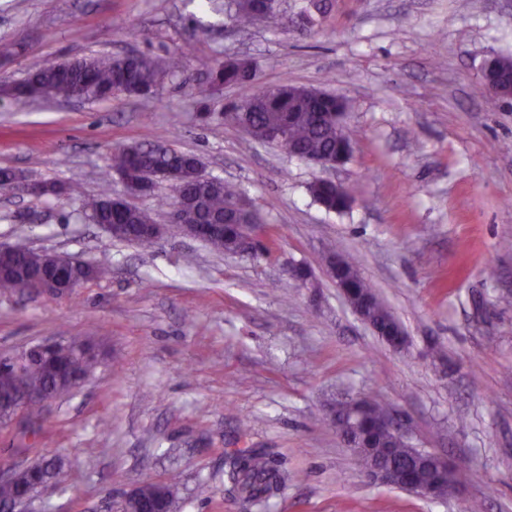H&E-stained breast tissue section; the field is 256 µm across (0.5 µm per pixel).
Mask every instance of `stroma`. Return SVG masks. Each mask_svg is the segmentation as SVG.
<instances>
[{"label": "stroma", "mask_w": 512, "mask_h": 512, "mask_svg": "<svg viewBox=\"0 0 512 512\" xmlns=\"http://www.w3.org/2000/svg\"><path fill=\"white\" fill-rule=\"evenodd\" d=\"M307 0L242 29L206 0H0V85L101 51L165 58L181 73L154 94L61 102L0 95V168L78 185L81 199L0 189V244L64 251L108 267L65 299L0 293V354L80 336L102 353L77 388L46 402V432L0 425V466L58 462L51 496L25 512H104L145 482L177 484L175 512H246L224 485V455L267 449L303 472L268 512H512V101L490 105L481 65L512 57V0ZM258 82L196 98L227 56ZM315 87L347 103L351 154L327 168L254 140L225 119L262 86ZM162 145L198 156L259 213L266 252L230 255L169 221L176 190L131 198L166 233L152 248L81 218L114 151ZM329 178L351 194L326 210ZM356 257L406 334L388 346L326 272ZM307 266L314 287L288 274ZM386 400L412 445L467 470L431 499L370 482L329 403ZM323 181L339 186L337 183L328 179H324ZM323 181L318 180L310 185V192L313 197L329 211L340 212L348 208L350 203V195L348 192L346 190L344 192L336 191V187L333 188Z\"/></svg>", "instance_id": "35a3bbf8"}]
</instances>
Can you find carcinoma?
<instances>
[{"mask_svg": "<svg viewBox=\"0 0 512 512\" xmlns=\"http://www.w3.org/2000/svg\"><path fill=\"white\" fill-rule=\"evenodd\" d=\"M227 9L239 26L247 28L275 17L276 0H229ZM179 68L180 59L176 55L166 61L141 53L117 57L91 56L65 68L47 63L28 73L26 80L11 88L10 92L18 97H28L29 90L33 89L40 97L93 101L106 98L111 90L126 95H144L156 90L166 79L177 76ZM256 78L257 72L250 60L230 57L218 65L209 78L196 83L194 95L207 98L216 86H230ZM482 79L500 90L494 98L511 96L512 58L498 56L491 60L483 71ZM229 111L250 113L249 134L257 141L267 143L272 132L280 131L283 137L274 145L283 150H288L291 145L312 158L336 159L342 131L336 126L332 114L345 112L346 103L333 94L284 83L261 88L252 97L232 104ZM197 161V157L188 153L175 150L161 153L153 147L129 145L112 155L109 169L116 173L153 169L170 175L189 191L193 213L201 223L224 225V236L212 238L208 243L218 251L230 253L243 231L261 223V219L234 185L218 178L212 181L201 178ZM310 192L329 211H343L350 203L348 192L338 191L320 180L310 185ZM82 209L94 224H123L126 239L142 246L153 244L141 232L143 225L152 223L149 214L130 204H120L107 188L98 199L83 203ZM47 260L46 253H22L17 265L0 276V291H25L28 274L44 267ZM343 286L357 298L376 296L352 256L345 257ZM369 314L378 328L395 330L392 312L382 301L372 305ZM17 384L37 393L51 392L57 389L58 379L52 363L33 360L12 380L0 381V397H8ZM38 408L37 402L28 407V433L34 438L45 432ZM377 443L379 447L373 449L374 455L387 467L408 472L421 483L436 479L437 471L433 465L414 455L409 444L396 436L379 438ZM295 478L297 474L275 466L262 448L235 450L224 456V480L252 512H265L270 501Z\"/></svg>", "mask_w": 512, "mask_h": 512, "instance_id": "obj_1", "label": "carcinoma"}]
</instances>
